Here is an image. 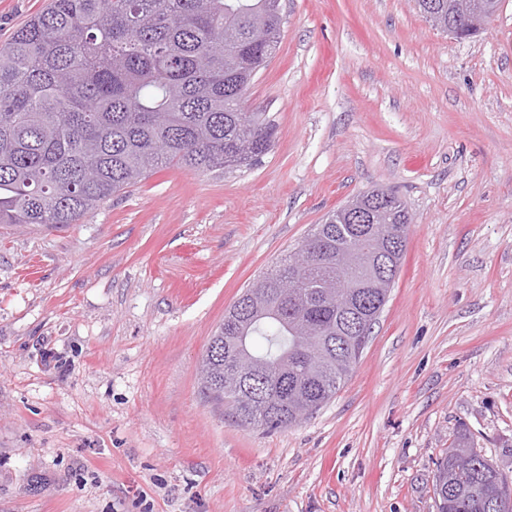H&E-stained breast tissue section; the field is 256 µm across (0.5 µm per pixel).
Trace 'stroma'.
Segmentation results:
<instances>
[{
  "label": "stroma",
  "instance_id": "obj_1",
  "mask_svg": "<svg viewBox=\"0 0 512 512\" xmlns=\"http://www.w3.org/2000/svg\"><path fill=\"white\" fill-rule=\"evenodd\" d=\"M281 12L256 165L0 228V512H436L462 425L512 479V0L466 40L412 0ZM379 187L411 224L360 362L301 424L237 426L198 381L225 310Z\"/></svg>",
  "mask_w": 512,
  "mask_h": 512
}]
</instances>
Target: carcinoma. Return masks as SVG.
<instances>
[{
  "label": "carcinoma",
  "mask_w": 512,
  "mask_h": 512,
  "mask_svg": "<svg viewBox=\"0 0 512 512\" xmlns=\"http://www.w3.org/2000/svg\"><path fill=\"white\" fill-rule=\"evenodd\" d=\"M280 0H50L0 47V224L57 228L77 224L105 201L176 167L200 173L253 166L273 143L263 112L246 111L247 92L275 55ZM443 28L500 0H414ZM376 223L354 224L334 210L311 231L326 230V248L362 250L356 230L386 245L385 230L408 228L394 192L360 194ZM297 254L281 259L224 312L201 362V391L226 405L234 423L267 431L300 424L344 386L388 301V288H350L336 267L297 270V287L278 308L288 323L260 312L265 295L288 276ZM350 310L358 326L337 335ZM329 334L318 354L296 357L292 330ZM266 346L256 387L235 377L240 328ZM436 512H496L511 496L506 476L457 432L437 462Z\"/></svg>",
  "instance_id": "obj_1"
}]
</instances>
